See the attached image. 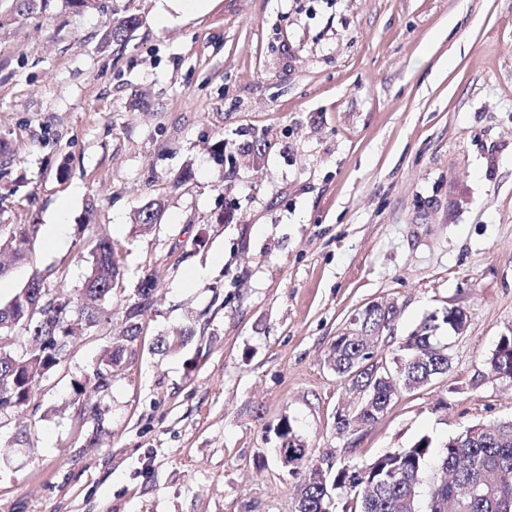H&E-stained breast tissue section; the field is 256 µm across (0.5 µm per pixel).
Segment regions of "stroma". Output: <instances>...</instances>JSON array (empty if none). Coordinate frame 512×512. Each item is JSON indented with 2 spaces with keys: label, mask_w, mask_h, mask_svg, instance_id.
I'll list each match as a JSON object with an SVG mask.
<instances>
[{
  "label": "stroma",
  "mask_w": 512,
  "mask_h": 512,
  "mask_svg": "<svg viewBox=\"0 0 512 512\" xmlns=\"http://www.w3.org/2000/svg\"><path fill=\"white\" fill-rule=\"evenodd\" d=\"M154 8L0 6V237L67 202L0 302L36 274L81 289L91 234L120 256L111 322L0 411V512H293L282 422L336 467L511 420L486 360L512 335V0H213L163 27ZM148 279L138 340L77 398ZM372 302L400 311L390 367L428 312L467 327L444 374L341 433L327 356Z\"/></svg>",
  "instance_id": "obj_1"
}]
</instances>
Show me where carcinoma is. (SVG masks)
Masks as SVG:
<instances>
[{
    "mask_svg": "<svg viewBox=\"0 0 512 512\" xmlns=\"http://www.w3.org/2000/svg\"><path fill=\"white\" fill-rule=\"evenodd\" d=\"M138 25L137 18L127 17L110 27L105 41H123ZM162 209L161 200L148 201L137 212V224L156 223ZM90 256L89 273L79 294L70 297V306L82 311L91 322L98 318L110 321L112 292L120 277L116 249L110 239L96 237ZM152 285L148 279L139 289L138 302L128 309L125 327L113 337L102 366L111 369L120 365L130 344L139 337L141 317L151 306ZM29 303L31 295L23 290L0 303V323L24 325ZM46 314L48 318L42 324L31 323L27 329L34 341L32 357L40 364L46 361V339L63 336L74 344L79 336L65 307H50ZM398 317L395 304L382 302L360 317V328L367 336H380L393 328ZM466 323V313L458 308L429 312L406 337L404 355L399 358L392 379L376 376L371 381L370 391L378 407L364 422L375 423L397 394L446 372L449 346L440 342L436 332L446 326L458 335ZM370 357L371 351L364 344L338 337L328 362L336 375L346 380ZM487 364L496 376L512 382V336L500 337ZM37 382L35 373L11 364L10 354L0 356V405L25 404ZM279 437L283 441L280 454L285 461L303 463L309 449L297 441L290 425H282ZM357 482L370 486V493L346 499L341 512H512V420L471 426L438 447L423 436L410 447L395 448L362 467L343 464L331 471L307 466L294 512H335L332 492H347Z\"/></svg>",
    "mask_w": 512,
    "mask_h": 512,
    "instance_id": "1",
    "label": "carcinoma"
}]
</instances>
